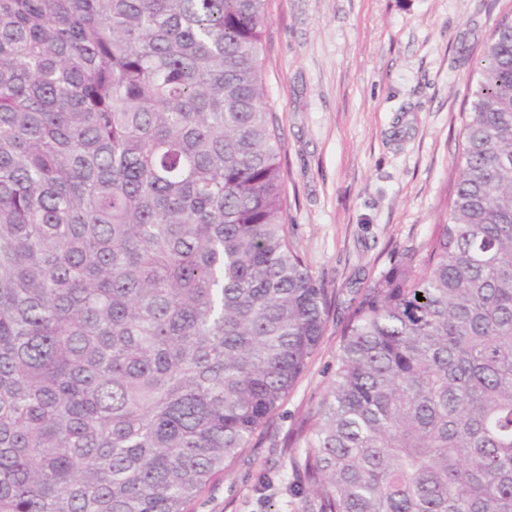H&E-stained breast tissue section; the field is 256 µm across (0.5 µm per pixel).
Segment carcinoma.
<instances>
[{
    "label": "carcinoma",
    "instance_id": "carcinoma-1",
    "mask_svg": "<svg viewBox=\"0 0 512 512\" xmlns=\"http://www.w3.org/2000/svg\"><path fill=\"white\" fill-rule=\"evenodd\" d=\"M266 2L0 0V512H188L318 349ZM456 167L340 321L307 512H512V17Z\"/></svg>",
    "mask_w": 512,
    "mask_h": 512
}]
</instances>
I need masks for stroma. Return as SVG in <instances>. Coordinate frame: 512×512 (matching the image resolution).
Returning a JSON list of instances; mask_svg holds the SVG:
<instances>
[{"label": "stroma", "instance_id": "35a3bbf8", "mask_svg": "<svg viewBox=\"0 0 512 512\" xmlns=\"http://www.w3.org/2000/svg\"><path fill=\"white\" fill-rule=\"evenodd\" d=\"M512 0H267L261 65L294 247L348 306L431 237L456 178L475 70ZM336 322L270 423L190 512H300L295 433L328 395Z\"/></svg>", "mask_w": 512, "mask_h": 512}]
</instances>
